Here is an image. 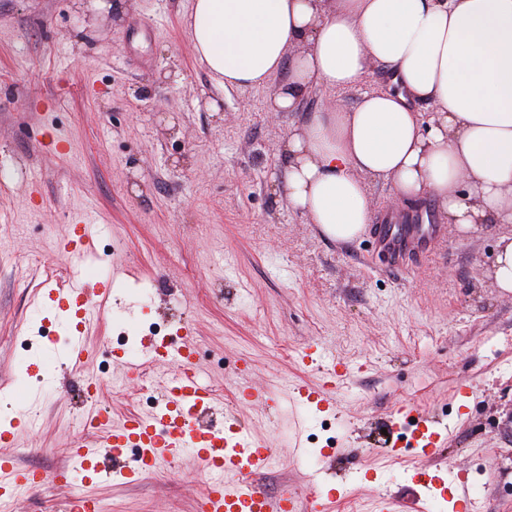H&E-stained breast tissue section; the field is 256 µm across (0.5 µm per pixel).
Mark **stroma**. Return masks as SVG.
I'll use <instances>...</instances> for the list:
<instances>
[{
    "instance_id": "stroma-1",
    "label": "stroma",
    "mask_w": 512,
    "mask_h": 512,
    "mask_svg": "<svg viewBox=\"0 0 512 512\" xmlns=\"http://www.w3.org/2000/svg\"><path fill=\"white\" fill-rule=\"evenodd\" d=\"M95 2L0 0V427L22 407L35 414L16 435L17 462L50 479L95 408L147 413L152 387L114 389L111 345L142 341L140 324L154 322L178 347L192 334L225 416L274 448V467L256 478L268 495L293 491L304 508L319 478L335 512L378 496L396 512H461L464 500L472 512H512V292L493 277L512 224L448 226L439 251L389 273L368 234L332 241L286 198L289 132L388 89L389 71L373 67L352 89L312 88L298 111L272 112L270 87L222 88L196 62L189 0H135L120 21ZM78 215L96 226L86 281L114 284L82 375L54 360L70 322L33 303L47 272L70 274L54 245ZM310 342L353 371L330 411L287 393L315 377L296 363ZM405 405L442 428L432 453L407 441ZM298 440L326 456L295 457ZM393 446L406 461L388 460ZM454 471L464 481L441 492ZM203 481L188 454L135 485L49 483L13 509L67 512L79 491L106 512H199Z\"/></svg>"
}]
</instances>
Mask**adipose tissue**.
<instances>
[{
  "instance_id": "1",
  "label": "adipose tissue",
  "mask_w": 512,
  "mask_h": 512,
  "mask_svg": "<svg viewBox=\"0 0 512 512\" xmlns=\"http://www.w3.org/2000/svg\"><path fill=\"white\" fill-rule=\"evenodd\" d=\"M185 24L200 65L225 88L271 86L273 112L392 72L393 90L312 113L283 143L288 204L326 238L363 232L367 175L460 231L512 224V0H190Z\"/></svg>"
}]
</instances>
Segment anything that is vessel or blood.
Returning <instances> with one entry per match:
<instances>
[{
  "label": "vessel or blood",
  "mask_w": 512,
  "mask_h": 512,
  "mask_svg": "<svg viewBox=\"0 0 512 512\" xmlns=\"http://www.w3.org/2000/svg\"><path fill=\"white\" fill-rule=\"evenodd\" d=\"M369 238L379 265L396 272L432 255L446 235L444 225L418 223L409 210L387 205L378 211ZM55 250L76 260L93 255L94 238L89 224L72 225L68 235L56 243ZM110 293V286L94 288L76 276L65 291L50 289L42 294L45 303L66 297L69 308L78 315L79 329L73 331L67 347L58 354L61 363L70 370H83L88 363L90 351L84 328L103 311ZM192 354V348L187 346L173 355L161 351L150 340L142 343L140 356L122 358L124 373L129 377L139 375L146 362L172 365L173 372L159 391L157 406L149 414L130 413L118 420L108 411L92 413L86 421L90 437L70 441L67 461L50 482L59 487L71 486L93 475L135 484L190 450L207 475L200 512H298L293 492L272 497L255 483L256 475L272 463L273 448L240 432L233 424L212 423V416L223 414L224 405L193 362ZM323 358L321 347L310 344L302 349L297 363L305 368L323 366ZM323 368L317 381L294 386L293 398L298 404L321 410L333 408V394L345 376L335 366ZM14 440L12 433H0L1 502L12 499L21 488L37 490L49 482L6 454V447ZM133 441L143 450L135 467L123 462L125 449Z\"/></svg>",
  "instance_id": "1"
}]
</instances>
